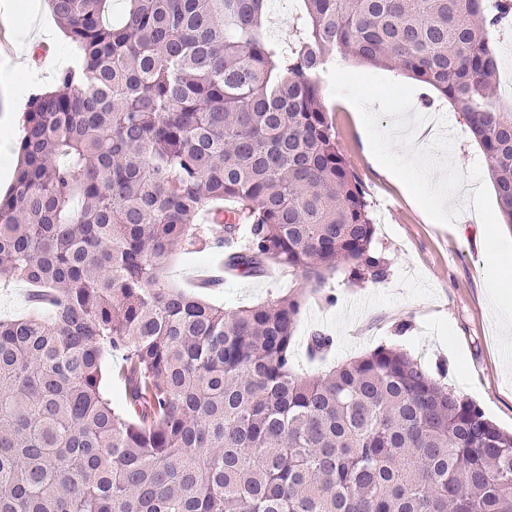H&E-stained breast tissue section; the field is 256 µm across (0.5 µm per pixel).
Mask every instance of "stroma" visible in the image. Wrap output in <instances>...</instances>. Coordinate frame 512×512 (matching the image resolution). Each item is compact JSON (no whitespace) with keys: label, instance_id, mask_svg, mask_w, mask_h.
<instances>
[{"label":"stroma","instance_id":"obj_1","mask_svg":"<svg viewBox=\"0 0 512 512\" xmlns=\"http://www.w3.org/2000/svg\"><path fill=\"white\" fill-rule=\"evenodd\" d=\"M48 45L51 60L24 66L22 40L0 22V62L9 58L22 65L10 139L20 135L18 114L25 111L29 93L53 88L58 71L72 56L73 47L63 30H56ZM321 86L339 147L367 190L375 227L373 247L384 257L387 273L379 283L351 280L343 267L329 274L324 290L310 295L301 310L292 344L296 364L317 375L377 346L392 345L420 357L429 367H447L449 387L475 402L499 427L511 430L512 378L498 348L487 295L479 217L467 210L450 226L432 221L400 181L388 178L374 164L362 120L352 104L331 96L329 80H322ZM426 93V87L416 86L413 110L420 115L432 112L439 131L453 135V165L464 173L482 163V153L465 133L458 113L440 97L432 107H424L421 98ZM224 259V240L215 227L206 247L173 253L165 276L171 284L199 292L204 300L225 308L276 298L291 285L287 269L275 268L257 278L229 274L199 288L202 271L223 264ZM316 333L333 338L322 358L308 353V339Z\"/></svg>","mask_w":512,"mask_h":512}]
</instances>
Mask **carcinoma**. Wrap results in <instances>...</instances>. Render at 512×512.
<instances>
[{
    "label": "carcinoma",
    "instance_id": "carcinoma-1",
    "mask_svg": "<svg viewBox=\"0 0 512 512\" xmlns=\"http://www.w3.org/2000/svg\"><path fill=\"white\" fill-rule=\"evenodd\" d=\"M80 64L27 103L0 195V512H512V432L406 351L321 375L292 353L326 274L386 276L367 191L321 94L338 54L462 114L512 225V111L490 33L512 0H47ZM219 224L245 277L296 288L224 309L167 285ZM123 383L112 402L104 372ZM296 7L295 0H285L283 8H277L273 2L272 23L269 25V32L273 37L288 42V26ZM36 290L24 282H13L8 286L0 284V319H14L31 313L32 295Z\"/></svg>",
    "mask_w": 512,
    "mask_h": 512
}]
</instances>
